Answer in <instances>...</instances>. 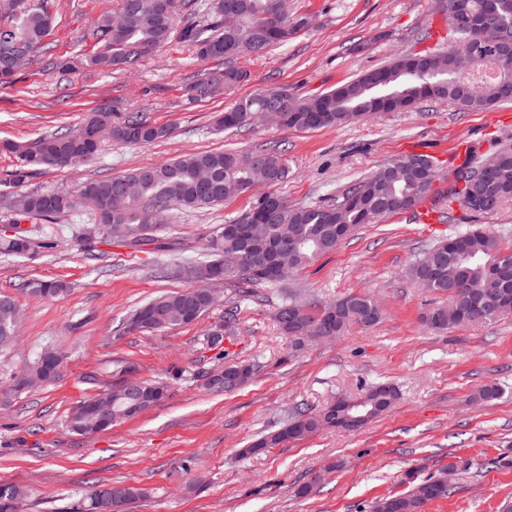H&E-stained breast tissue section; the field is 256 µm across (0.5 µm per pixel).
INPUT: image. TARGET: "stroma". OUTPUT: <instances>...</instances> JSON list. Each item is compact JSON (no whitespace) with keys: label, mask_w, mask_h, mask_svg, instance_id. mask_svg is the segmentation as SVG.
<instances>
[{"label":"stroma","mask_w":512,"mask_h":512,"mask_svg":"<svg viewBox=\"0 0 512 512\" xmlns=\"http://www.w3.org/2000/svg\"><path fill=\"white\" fill-rule=\"evenodd\" d=\"M311 26L282 47L244 60L249 81L232 94L188 103L184 88L201 65L191 47L173 38L131 72L78 66L59 73L42 62L0 87V143L32 142L74 128L89 113L139 110L171 137L150 145L105 142L93 160L48 170L30 182L3 185L14 154L0 150V231L20 225L52 249L17 257L0 254V294L14 297L21 320L15 342L0 349V482L22 486L20 512H67L96 485L125 483L146 496L128 512H370L383 496L404 492L405 474L435 475L456 465L455 491L425 512H505L512 506V314L470 328L434 332L423 315L442 303L406 275L407 266L437 239L470 223L512 245V203L469 215L449 198L447 162L457 143L489 156L512 144V101L474 112L427 100L408 112H382L363 121L314 131L286 129L262 119L236 132L215 131L213 118L236 99L265 86L311 97L389 63L401 53L438 48L430 33L446 18L438 0H288ZM48 38L54 56L84 57L97 49V19L118 15L120 0H55ZM281 151L289 175L279 192L295 205L342 201L346 189L379 166L409 154L435 156L444 167L427 196L440 220L420 224L415 210L360 227L334 252L282 284L260 287L246 301L236 288L213 285L218 300L197 322L154 332H130L132 311L165 291L190 287L180 265L203 256L208 240L253 201L246 193L204 211H182L160 236L181 244L163 255L146 245L82 239L97 228L94 210L78 204L53 220L19 216L15 200L32 191L74 192L82 183L187 152L231 149ZM28 280L62 283L54 297L22 293ZM373 296L382 309L372 328L352 325L332 341L295 346L274 315L288 296L330 301L349 292ZM237 317L221 345L211 334L224 310ZM47 349L65 362L50 385L14 390V379ZM256 367L253 380L214 392L209 377L225 363ZM133 377L169 383L159 406L80 435L69 419L86 397ZM397 385L400 398L356 433L323 431L303 440L242 455L254 438L277 430L300 409L319 410L377 382ZM503 388L490 402L474 400L487 385ZM331 470L310 497L296 493L322 467Z\"/></svg>","instance_id":"1"}]
</instances>
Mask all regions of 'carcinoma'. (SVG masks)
<instances>
[{"label":"carcinoma","mask_w":512,"mask_h":512,"mask_svg":"<svg viewBox=\"0 0 512 512\" xmlns=\"http://www.w3.org/2000/svg\"><path fill=\"white\" fill-rule=\"evenodd\" d=\"M271 0H122L118 16L104 15L95 24L99 48L85 59L87 65L101 71H127L160 51L180 33L202 63L237 57L262 55L273 46L288 44L309 26V16L292 12L276 14ZM453 10L471 16L472 25L463 32L449 29L451 40L466 38L486 52L499 40H512V0H449ZM201 11L211 17L206 26L193 18ZM56 15L49 0H0V62L15 43L32 47L31 58L50 49L44 40L50 35ZM422 60L412 64L407 55H397L389 64L362 73L357 78L316 96L296 99L284 91L269 87L237 100L217 118L218 127L231 131L264 117L277 102L285 108L282 127L317 130L359 120L377 112L409 110L426 100H443L470 111H483L502 101H512V57L500 61L499 71L505 84L492 82L481 97L459 92L454 77L460 68L457 53L436 49L421 53ZM247 70L227 65L206 68L186 87L191 103L209 100L247 81ZM172 129L156 125L139 111L112 118L106 111L92 112L73 129L43 136L31 143L6 142L3 149L15 154L18 164L9 174L8 184L22 185L50 169H58V159L70 157L76 163L92 160L103 143L111 140L123 145H149L167 139ZM255 165H242V155L233 151H206L184 154L172 161L143 167L106 179L83 183L76 194L33 191L21 196L17 206L22 215L54 219L71 211L77 202L89 203L97 216L105 238L125 245L151 242L159 250L173 243L156 239L155 232L136 233L145 223L148 211L158 214L157 223L172 222L176 211L206 210L250 191L256 183L267 191L254 197L247 213L256 216L257 227L246 238H231L218 232L209 240V259L200 262V286L154 297L138 306L127 321L130 331H151L187 324L203 317L212 307L209 285L233 283L245 285L278 284L305 268L320 256L336 250L343 239L336 228L354 232L362 224H374L383 217L415 207L432 190L440 176L436 161L425 154H410L380 167L356 183L345 198L354 197L358 206H294L279 193L288 179V167L282 155L261 149L251 153ZM482 157L466 154L454 166L455 181L449 195L468 210L488 214L512 202V145L504 144L495 152L492 178L478 179ZM288 241L280 254L282 272L275 279H257L251 275L268 246L277 240ZM48 242L35 241L20 230L0 238V249L22 256ZM410 276L423 288L448 295V303L431 308L424 323L433 331L474 326L512 312V305L499 302L505 290L512 291V249L482 227L471 225L430 247L410 267ZM57 282L30 280L24 291L37 296L59 293ZM14 299L0 295V346L16 336ZM382 316L378 303L369 296L351 292L318 305L288 298L279 308L276 320L286 336L302 340L321 336L339 337L353 324L376 325ZM98 396L114 401L112 421L131 417L129 392L121 387L105 390ZM365 401L360 411L350 414L371 415L368 424L389 411L399 392L392 383H379L362 392ZM329 406L317 412L302 413L280 429L262 436L245 449L258 453L290 441L302 440L314 433L332 429ZM70 426L76 433H97V421L75 406ZM448 472L437 478L407 474V490L382 497L371 506L372 512H423L436 499H445L453 488ZM23 487H0V512L3 502L22 500Z\"/></svg>","instance_id":"obj_1"}]
</instances>
